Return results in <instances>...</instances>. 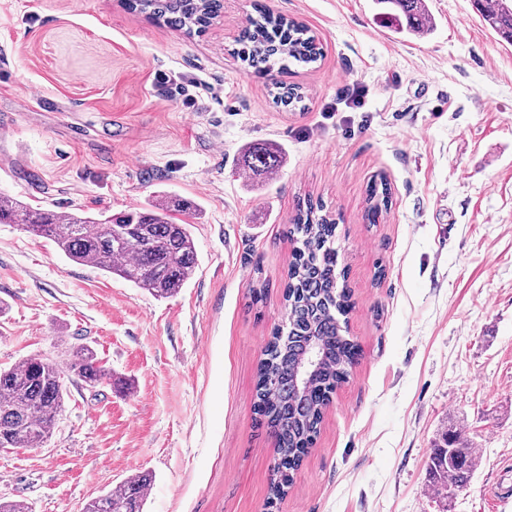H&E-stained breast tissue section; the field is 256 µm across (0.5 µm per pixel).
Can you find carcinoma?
<instances>
[{
  "instance_id": "cac0c4a2",
  "label": "carcinoma",
  "mask_w": 512,
  "mask_h": 512,
  "mask_svg": "<svg viewBox=\"0 0 512 512\" xmlns=\"http://www.w3.org/2000/svg\"><path fill=\"white\" fill-rule=\"evenodd\" d=\"M127 8L144 12L165 26L189 34L202 32L219 13L221 0H126ZM483 21L501 39L512 44V0H475ZM379 15L394 32L407 37L434 29L426 0H374ZM243 62L258 74L279 62L311 64L321 56L314 36L303 24L269 12H259L239 39ZM276 101L289 106L301 101L299 87L277 84ZM281 155L269 145H254L244 154V168L271 173ZM190 204L173 196L144 208L109 214L32 209L0 195V224H17L46 237L69 260L116 274L157 298L177 293L193 277L197 253L188 224L176 222ZM337 224L321 204L297 207L287 233L299 246L288 268L286 300L288 325L276 329L264 350L256 385L260 425L274 436L279 451L270 482L277 499L292 484L302 457L319 432L323 412L332 395L349 375L357 358L356 344L343 335L340 316L349 307L350 294L338 287ZM318 345V367L306 385L300 366ZM88 387L112 381V370L100 363L86 344L70 348L66 369L50 359L30 356L0 368V447L41 448L51 437L63 407L65 373ZM475 449L454 433L431 449L429 476L439 491L465 487L476 466ZM151 478L140 474L88 501L83 512H142Z\"/></svg>"
}]
</instances>
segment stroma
<instances>
[{
  "mask_svg": "<svg viewBox=\"0 0 512 512\" xmlns=\"http://www.w3.org/2000/svg\"><path fill=\"white\" fill-rule=\"evenodd\" d=\"M427 5L433 31L405 38L373 0H223L191 35L121 0H0V191L113 213L166 191L192 203L198 253L158 300L0 224V366L86 343L112 370L68 382L44 447L0 452V498L81 512L146 473L143 512H512L489 494L512 485V45L473 0ZM261 8L321 48L290 68L296 106L237 54ZM159 72L196 83L195 105L161 95ZM256 143L279 149L276 173L241 170ZM306 198L337 222L359 356L274 500L254 388ZM451 429L477 466L447 498L427 464Z\"/></svg>",
  "mask_w": 512,
  "mask_h": 512,
  "instance_id": "35a3bbf8",
  "label": "stroma"
}]
</instances>
